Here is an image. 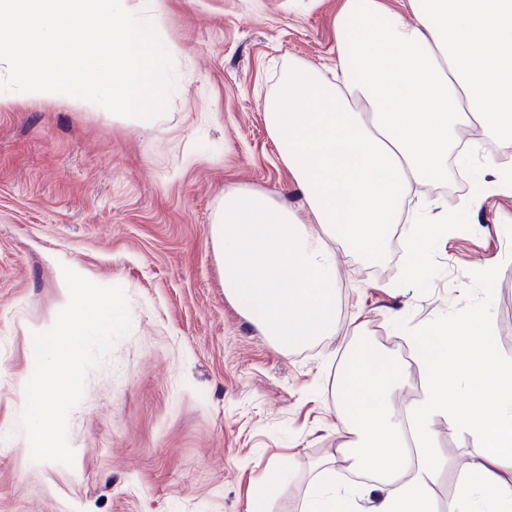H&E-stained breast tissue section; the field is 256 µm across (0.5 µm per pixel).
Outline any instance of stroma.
<instances>
[{"label": "stroma", "mask_w": 512, "mask_h": 512, "mask_svg": "<svg viewBox=\"0 0 512 512\" xmlns=\"http://www.w3.org/2000/svg\"><path fill=\"white\" fill-rule=\"evenodd\" d=\"M343 0H129L170 51L165 113L127 122L31 101L0 112V512H300L321 465L361 491L332 395L351 345L403 362L395 408L424 396L421 333L491 309L512 357V191L488 149L420 192L458 216L434 240L392 232L373 256L336 250L338 330L285 351L224 293L209 227L233 187L300 207L265 104L289 64L336 78ZM482 199L472 209L471 197ZM125 293L131 330L86 378L69 417L74 463L36 462L19 419L33 334L53 326L56 266ZM495 281H487V272ZM431 486L449 512L473 445L437 418Z\"/></svg>", "instance_id": "stroma-1"}]
</instances>
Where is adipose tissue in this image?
Masks as SVG:
<instances>
[{"mask_svg":"<svg viewBox=\"0 0 512 512\" xmlns=\"http://www.w3.org/2000/svg\"><path fill=\"white\" fill-rule=\"evenodd\" d=\"M344 0L336 26L339 83L298 64L283 74L266 119L296 182L300 209L233 188L210 226L224 293L281 349L334 335L336 248L383 247L393 226L435 236L447 211L412 210L415 186L441 182L463 128L495 132L512 150V0ZM481 315L425 329L427 390L407 414L394 408L403 364L368 345L350 349L337 390L342 451L374 477L358 501L322 467L302 512H434L441 467L436 418L474 435L451 512H512V359Z\"/></svg>","mask_w":512,"mask_h":512,"instance_id":"obj_1","label":"adipose tissue"}]
</instances>
